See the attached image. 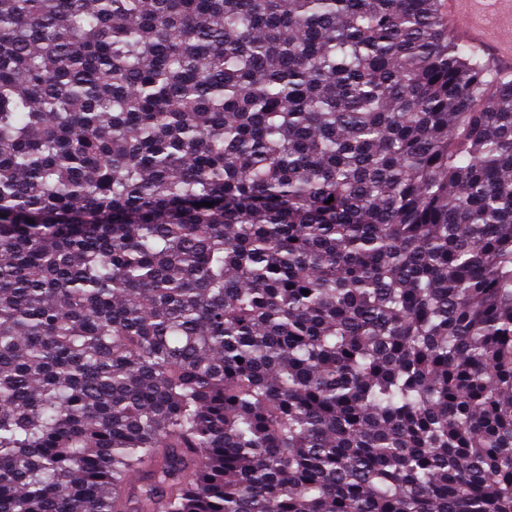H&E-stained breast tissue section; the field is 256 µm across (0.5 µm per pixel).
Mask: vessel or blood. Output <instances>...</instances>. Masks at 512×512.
Here are the masks:
<instances>
[{
	"label": "vessel or blood",
	"mask_w": 512,
	"mask_h": 512,
	"mask_svg": "<svg viewBox=\"0 0 512 512\" xmlns=\"http://www.w3.org/2000/svg\"><path fill=\"white\" fill-rule=\"evenodd\" d=\"M448 12L466 42L512 65V0H448Z\"/></svg>",
	"instance_id": "obj_1"
}]
</instances>
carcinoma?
<instances>
[{
    "label": "carcinoma",
    "mask_w": 512,
    "mask_h": 512,
    "mask_svg": "<svg viewBox=\"0 0 512 512\" xmlns=\"http://www.w3.org/2000/svg\"><path fill=\"white\" fill-rule=\"evenodd\" d=\"M0 512H512V72L441 0H0Z\"/></svg>",
    "instance_id": "cac0c4a2"
}]
</instances>
